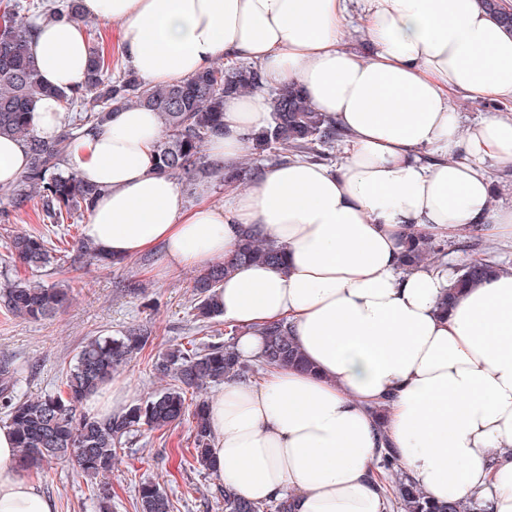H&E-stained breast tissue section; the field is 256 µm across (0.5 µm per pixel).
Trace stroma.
<instances>
[{"label": "stroma", "mask_w": 512, "mask_h": 512, "mask_svg": "<svg viewBox=\"0 0 512 512\" xmlns=\"http://www.w3.org/2000/svg\"><path fill=\"white\" fill-rule=\"evenodd\" d=\"M0 211L10 214L9 223H0V255L6 253L12 236L19 231L45 234L54 238L57 246L53 267L34 272L22 266L8 270L0 265V281L32 276L46 284L64 281L71 288L69 304L47 320L17 318L0 307V361H11L20 369L25 395L53 391L83 343L103 333L116 334L137 324L152 329L146 348L114 376L134 401L159 387L152 370V360L159 352L191 339L200 343L223 341V322L203 329L191 315L194 268L163 271V253L157 250L111 269L89 264L77 269L70 256L74 241L82 236L81 224H45L33 208L11 210L10 198L2 189ZM477 256L512 266V244L483 238L473 246L465 232L449 240L445 260L450 270ZM193 453L192 417L138 433L132 444L119 450L108 477L112 512H136L142 481L164 488L175 505L174 512H224L219 480L195 463ZM36 478L42 491L55 500L57 512H98L91 481L81 477L72 462L58 461L37 472Z\"/></svg>", "instance_id": "obj_1"}]
</instances>
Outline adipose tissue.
Returning <instances> with one entry per match:
<instances>
[{"mask_svg":"<svg viewBox=\"0 0 512 512\" xmlns=\"http://www.w3.org/2000/svg\"><path fill=\"white\" fill-rule=\"evenodd\" d=\"M349 2L83 0L87 16L119 22L118 52L146 83L219 59L260 69L262 88L224 100V132L205 146L215 167L238 165L269 125L270 90L289 85L349 135L337 167L268 165L223 206L204 185L191 206L154 169L157 115L116 112L66 158L100 189L83 236L115 259L163 247L171 269L224 260L247 227L280 247L282 264L239 267L217 290L241 358L262 359L264 328L284 321L310 363L225 381L210 398L212 471L240 496L385 512L376 463L388 448L432 502L512 512V267L448 308L445 265L400 268L417 232L448 240L475 226L512 241V205L494 203L487 172L512 163V114L464 128L450 105L459 94L512 102V28L482 0H361L363 55L348 46ZM29 51L47 85L85 82L80 25L35 21ZM0 512H56L21 476L4 426Z\"/></svg>","mask_w":512,"mask_h":512,"instance_id":"1","label":"adipose tissue"}]
</instances>
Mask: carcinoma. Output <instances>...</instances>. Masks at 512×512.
I'll use <instances>...</instances> for the list:
<instances>
[{
	"label": "carcinoma",
	"mask_w": 512,
	"mask_h": 512,
	"mask_svg": "<svg viewBox=\"0 0 512 512\" xmlns=\"http://www.w3.org/2000/svg\"><path fill=\"white\" fill-rule=\"evenodd\" d=\"M484 2L500 22L512 27V12L502 0ZM39 15L86 23L81 0H14L0 22V136L22 141L28 158L24 175L10 187L14 210L33 203L45 224H69L90 213L99 188L63 169L65 157L82 128L101 126L112 112L126 106L157 114L164 134L154 146L156 168L162 173L187 176L188 191L216 178L230 183L246 179L247 170L243 167L228 173L211 168L204 160L203 148L224 127V97L261 87L263 77L258 68L244 64L211 67L186 81L154 87L131 71L112 78L111 60L103 51L93 48L88 59V79L83 86L70 90L50 88L43 82L27 48L34 18ZM42 96H54L64 110L77 112L75 120L52 138L36 136L30 130V112ZM344 137V131L325 113L316 111L298 88L287 87L274 93L272 122L268 129L249 139V147L259 155L269 153L281 161L294 156L324 161L326 155L319 148ZM445 247L444 240L420 234L410 237L402 255V270L409 271L445 253ZM9 251L12 262L31 269L46 268L56 261V249L40 234L14 235ZM83 259L101 266L114 265V260L82 238L73 262ZM281 260V249L275 243L258 237L252 229L242 231L232 259L203 269L195 276L196 320L210 324L222 317L215 291L237 265H274ZM496 268L492 262L463 265L446 300L483 282ZM68 301L69 288L60 282L46 285L17 278L0 289V302L5 309L25 320L49 319ZM263 335V363L267 368L310 369L286 323L268 325ZM150 336L147 326L137 325L117 335L90 338L66 372L63 386L36 397L18 395V369L8 362L0 364V403L7 408L5 424L16 436L21 470H39L66 459L74 463L83 477H104L112 472L117 449L130 443L136 433L172 425L189 410L195 420L194 459L203 468L212 467L206 400L197 397L190 402L187 395H197L212 385L248 374V366L236 353L231 337L202 347L191 340L158 355L152 367L165 384L119 414L100 417L86 409L88 398L141 353ZM396 494L404 512H460L453 502L438 504L425 500L416 486L402 476L397 480ZM94 496L99 512H110L112 485L104 480L99 482ZM221 496L224 512L293 509L287 497L267 504L255 503L227 486L221 488ZM137 508L138 512H174L166 491L150 481L138 486Z\"/></svg>",
	"instance_id": "1"
}]
</instances>
